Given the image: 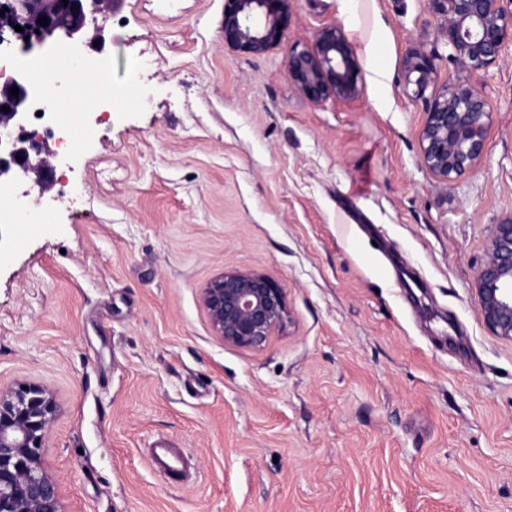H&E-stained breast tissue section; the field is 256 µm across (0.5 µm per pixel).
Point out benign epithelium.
Here are the masks:
<instances>
[{"instance_id":"1","label":"benign epithelium","mask_w":512,"mask_h":512,"mask_svg":"<svg viewBox=\"0 0 512 512\" xmlns=\"http://www.w3.org/2000/svg\"><path fill=\"white\" fill-rule=\"evenodd\" d=\"M293 0H224V44L259 55L268 51L288 29ZM44 0H22L2 8L0 38L5 30L33 42L80 41L97 15L113 10L119 0H68L53 9L73 18L61 22L46 15L48 26L33 22ZM442 17L441 32L448 61L456 71L485 70L502 58L512 38V0H429ZM23 31H14V26ZM404 81L421 99L432 82L433 64L425 53H411L403 65ZM288 75L307 99L321 103L330 98L350 99L360 92L361 68L355 52L336 26L315 35L312 49L295 53ZM18 95H10V88ZM0 132L18 129L7 155H0V179L21 174L49 189L54 183L50 162L54 153L20 118L26 113V83L13 81L0 87ZM488 103L465 80L457 79L428 102L419 140L426 166L448 183L473 169L481 159L487 137ZM485 263L477 272L478 293L485 323L498 336L512 340V218L493 226ZM201 302L216 335L224 343L257 350L289 322L285 289L273 277L256 270L225 269L201 289ZM53 391L38 383L17 389L0 387V512H65L61 489L48 473L39 449L55 417Z\"/></svg>"}]
</instances>
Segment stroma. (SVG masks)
<instances>
[{
  "label": "stroma",
  "mask_w": 512,
  "mask_h": 512,
  "mask_svg": "<svg viewBox=\"0 0 512 512\" xmlns=\"http://www.w3.org/2000/svg\"><path fill=\"white\" fill-rule=\"evenodd\" d=\"M223 20L224 0L98 16V91L55 163L70 195L13 183L43 219L0 224V386L53 390L40 453L67 512H512V340L476 283L512 218V42L466 76L488 136L445 185L419 143L455 74L428 0H294L260 55L225 46ZM331 25L361 91L314 104L288 60ZM227 268L286 291L261 349L210 325L200 292ZM161 438L191 482L151 466ZM403 70L406 87H414L415 98H424L433 78L434 69L431 57L425 53H411L404 60Z\"/></svg>",
  "instance_id": "1"
}]
</instances>
